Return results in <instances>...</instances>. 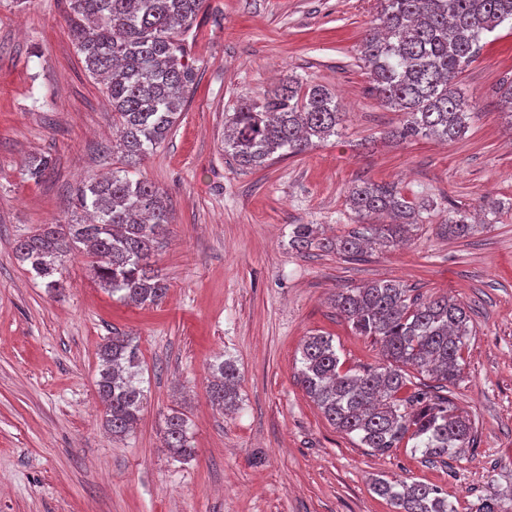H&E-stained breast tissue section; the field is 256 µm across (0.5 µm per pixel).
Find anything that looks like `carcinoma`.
Returning <instances> with one entry per match:
<instances>
[{"label": "carcinoma", "mask_w": 512, "mask_h": 512, "mask_svg": "<svg viewBox=\"0 0 512 512\" xmlns=\"http://www.w3.org/2000/svg\"><path fill=\"white\" fill-rule=\"evenodd\" d=\"M380 10L357 46L370 92L400 113L386 133L397 143L409 138L452 141L468 130L475 104L459 78L483 48V39L512 23V0H379ZM203 0H67L66 22L85 70L102 76L118 136L112 151L127 162L106 176L89 175L73 189L75 211L62 224H44L19 240L17 260L48 291L64 287L72 251L84 246L93 257L95 281L119 299L157 304L168 283L150 259L168 232L165 191L140 171L169 136L186 95L196 82L181 38ZM346 113L334 92L303 85L292 76L259 96H246L224 115V154L257 170L274 157L306 153L338 134ZM52 167L35 155L28 176L39 180ZM347 205L356 227L328 237L316 224H294L288 246L298 253L318 248L349 261L393 246L423 223L421 211L395 185L364 181L350 186ZM484 222L466 211L448 213L443 234L464 238ZM336 308L360 336L381 344L383 362L343 370L333 337L313 334L301 347L296 378L325 418L359 445L384 454L404 443L425 459L453 456L473 446L475 424L444 391L461 375L462 351L472 336L460 303L420 298L393 280H377L336 294ZM98 395L112 436L130 433L147 400L134 339L119 333L99 353ZM437 382L438 394L412 382L409 370ZM211 402L236 407L239 372L228 357L211 365ZM187 416L165 418V448L176 458L195 452ZM373 491L396 512H457L440 488L423 482H373ZM475 512H512V489L478 500Z\"/></svg>", "instance_id": "cac0c4a2"}]
</instances>
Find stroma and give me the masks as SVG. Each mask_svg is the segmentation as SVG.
Returning a JSON list of instances; mask_svg holds the SVG:
<instances>
[{
	"instance_id": "1",
	"label": "stroma",
	"mask_w": 512,
	"mask_h": 512,
	"mask_svg": "<svg viewBox=\"0 0 512 512\" xmlns=\"http://www.w3.org/2000/svg\"><path fill=\"white\" fill-rule=\"evenodd\" d=\"M378 0H204L184 41L198 78L164 143L141 167L168 194L172 221L152 265L156 305L112 299L75 251L65 289L47 292L14 254L40 225L68 219L80 178L119 166L112 108L84 69L66 0H0V512H394L373 479L438 486L458 512L512 486V212L467 238L441 236L451 209L512 198V25L490 34L460 85L477 102L467 133L391 145L400 113L369 91L356 53ZM295 77L335 91L339 135L305 154L240 169L224 153V115ZM54 166L26 174L31 156ZM395 183L427 204L408 242L359 261L288 246L294 224L352 227L348 187ZM396 280L448 296L473 333L453 401L477 426L473 447L427 463L378 454L336 430L296 382L305 336H333L345 368L374 365L380 344L335 309L337 289ZM141 352L148 401L112 438L97 403V352L112 332ZM240 372L237 409L215 410L207 367ZM190 423L196 453L162 446L167 414Z\"/></svg>"
}]
</instances>
